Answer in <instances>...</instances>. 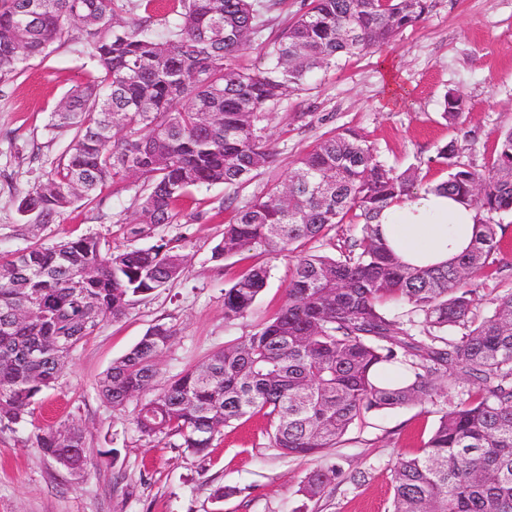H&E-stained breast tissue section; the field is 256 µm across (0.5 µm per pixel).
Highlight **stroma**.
<instances>
[{"label": "stroma", "mask_w": 512, "mask_h": 512, "mask_svg": "<svg viewBox=\"0 0 512 512\" xmlns=\"http://www.w3.org/2000/svg\"><path fill=\"white\" fill-rule=\"evenodd\" d=\"M261 38L236 52L233 65L256 70L266 64L281 31L308 0H260ZM94 62L81 33L23 60L18 73L0 83V253L33 241L56 242L93 235L112 250L160 240L183 245L186 273L168 287L137 299L118 320L104 319L71 355L63 376L40 396L32 417L0 422V512H388L393 464L418 453L437 424L435 405L425 403L371 412L356 421L337 447L309 457H285L271 447L262 417L240 420L217 434L207 456L148 441L132 424L137 408L113 411L98 382L114 360L128 353L155 324L176 334L155 380L163 387L183 370L225 344L250 335L283 305L292 263L254 251L214 261L213 246L253 196L280 182L295 161L322 139L344 128L359 130L385 164L419 172V188L445 181L437 153L454 144L461 163L488 167L501 133L512 128V0H431L424 18L374 53L342 60L308 77L280 101L264 122L277 153L275 167L237 196L215 185L192 191L179 204L177 223L132 241L127 226L140 207L139 179L108 183L98 202L75 204L56 223L32 226L18 212L21 196L44 173L69 140L51 138V112L74 87L87 82ZM466 101L464 122L442 117L447 93ZM500 242L478 284V312L493 296L512 289V214H494ZM265 264L270 278L253 310L234 323L224 320V290L251 265ZM75 426L85 435L90 464L73 479L31 443L40 429ZM340 463L345 479L333 493L305 501V476ZM234 488L219 499L216 488Z\"/></svg>", "instance_id": "35a3bbf8"}]
</instances>
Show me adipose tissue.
Instances as JSON below:
<instances>
[{
	"label": "adipose tissue",
	"mask_w": 512,
	"mask_h": 512,
	"mask_svg": "<svg viewBox=\"0 0 512 512\" xmlns=\"http://www.w3.org/2000/svg\"><path fill=\"white\" fill-rule=\"evenodd\" d=\"M476 219V211L456 197L429 192L412 200H397L383 210L379 224L403 261L430 265L446 262L464 250Z\"/></svg>",
	"instance_id": "adipose-tissue-1"
}]
</instances>
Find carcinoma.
<instances>
[{"label": "carcinoma", "instance_id": "carcinoma-1", "mask_svg": "<svg viewBox=\"0 0 512 512\" xmlns=\"http://www.w3.org/2000/svg\"><path fill=\"white\" fill-rule=\"evenodd\" d=\"M152 0H0V82L20 61L42 55L80 24L95 75L51 113V139H71L45 179L18 203L50 224L78 202L93 203L108 182L135 170L144 195L132 239L179 219L194 189L238 192L275 161L260 123L309 74L342 56H364L417 23L429 0H310L274 41L262 70L230 66L234 52L261 33L255 0H179L160 32L147 21L113 23L148 10ZM465 100L449 93L443 117L460 122ZM437 159L448 179L429 188L479 213H512V129L490 167L456 161L455 146ZM281 186L253 197L212 249L218 261L246 251L285 255L293 268L281 309L244 339L154 391L175 329L154 325L99 380L114 411L141 403L133 423L144 439L174 438L203 453L221 430L246 416L268 418L271 447L288 457L337 446L364 415L417 403L448 402L420 453L393 466L389 512H512V290L474 312L473 280L498 247L501 225L479 218L463 253L440 265L409 266L379 233L380 213L415 197L416 172L383 164L354 129L317 143ZM358 234L337 256L303 252L346 219ZM183 246L112 251L96 236L34 242L0 259V420L33 415L70 354L105 317L119 319L137 299L167 287L186 269ZM254 266L224 289V319L246 315L266 287ZM81 287L74 289L72 281ZM461 330V336L449 333ZM472 386L448 400L449 386ZM32 443L53 460L86 471L83 431L48 428ZM333 463L310 472L299 492L312 501L342 481Z\"/></svg>", "mask_w": 512, "mask_h": 512}]
</instances>
